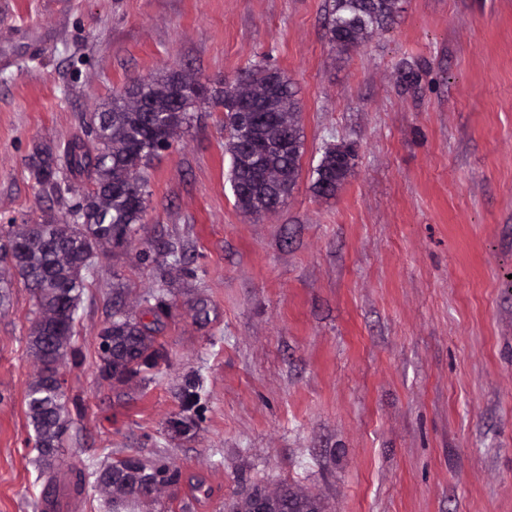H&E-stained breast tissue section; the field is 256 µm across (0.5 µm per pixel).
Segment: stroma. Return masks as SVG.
I'll list each match as a JSON object with an SVG mask.
<instances>
[{"label": "stroma", "mask_w": 512, "mask_h": 512, "mask_svg": "<svg viewBox=\"0 0 512 512\" xmlns=\"http://www.w3.org/2000/svg\"><path fill=\"white\" fill-rule=\"evenodd\" d=\"M330 9L0 0V225L61 219L79 196L39 190L35 150L172 67L229 84L279 68L304 135L295 188L254 220L234 206L213 103L151 159L142 223L82 296L50 481L27 415L33 303L13 281L0 512H104L96 474L122 458L177 472L134 512H236L258 487L301 489L325 512H512V0H400L347 52L328 42ZM344 142L355 165L319 197L313 170ZM116 311L154 328L164 355L106 381L99 333Z\"/></svg>", "instance_id": "obj_1"}]
</instances>
